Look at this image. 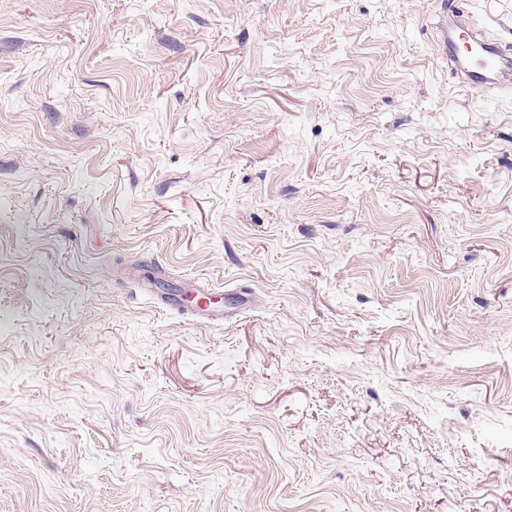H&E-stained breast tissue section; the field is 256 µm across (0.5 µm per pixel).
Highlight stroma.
<instances>
[{
  "instance_id": "obj_1",
  "label": "stroma",
  "mask_w": 512,
  "mask_h": 512,
  "mask_svg": "<svg viewBox=\"0 0 512 512\" xmlns=\"http://www.w3.org/2000/svg\"><path fill=\"white\" fill-rule=\"evenodd\" d=\"M453 23L0 0V512H512V90ZM465 40L478 47V50L465 53L460 57L456 51L448 47V30L444 32L443 43L445 58L451 56L448 64L459 75V82L469 87H480L483 90L493 88L500 80L495 78L504 67L510 68L512 45L510 42L492 43L485 34L470 25L462 23L458 28Z\"/></svg>"
}]
</instances>
